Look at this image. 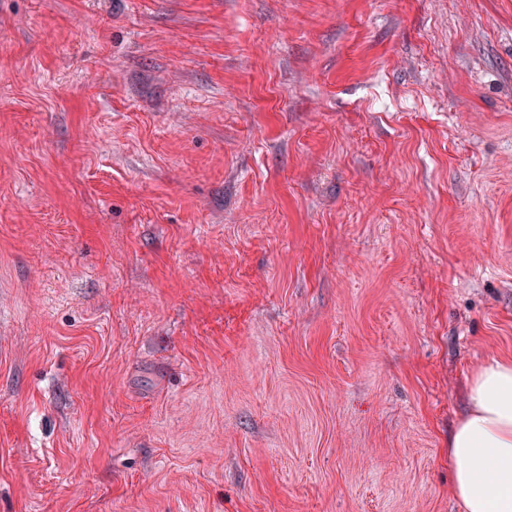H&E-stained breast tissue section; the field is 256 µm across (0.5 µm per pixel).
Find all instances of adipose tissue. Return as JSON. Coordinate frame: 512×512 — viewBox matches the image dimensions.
I'll return each instance as SVG.
<instances>
[{
  "mask_svg": "<svg viewBox=\"0 0 512 512\" xmlns=\"http://www.w3.org/2000/svg\"><path fill=\"white\" fill-rule=\"evenodd\" d=\"M467 411L448 437L462 512H512V359H494L466 383Z\"/></svg>",
  "mask_w": 512,
  "mask_h": 512,
  "instance_id": "adipose-tissue-1",
  "label": "adipose tissue"
}]
</instances>
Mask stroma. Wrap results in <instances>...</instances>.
I'll return each mask as SVG.
<instances>
[{
    "instance_id": "obj_1",
    "label": "stroma",
    "mask_w": 512,
    "mask_h": 512,
    "mask_svg": "<svg viewBox=\"0 0 512 512\" xmlns=\"http://www.w3.org/2000/svg\"><path fill=\"white\" fill-rule=\"evenodd\" d=\"M512 357V0H0V512H462ZM467 411L448 436V465L462 512H512V359L467 379Z\"/></svg>"
}]
</instances>
